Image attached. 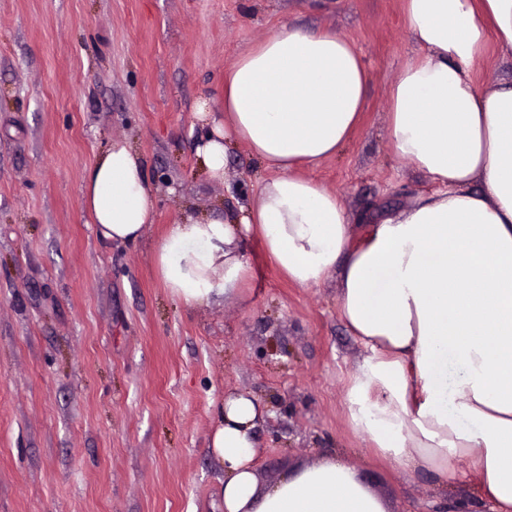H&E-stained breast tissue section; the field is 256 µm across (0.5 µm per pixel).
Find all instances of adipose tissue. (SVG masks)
Instances as JSON below:
<instances>
[{"mask_svg": "<svg viewBox=\"0 0 512 512\" xmlns=\"http://www.w3.org/2000/svg\"><path fill=\"white\" fill-rule=\"evenodd\" d=\"M419 47L391 80L394 153L437 189L382 213L353 244L335 193L298 175L333 156L363 112L369 73L356 45L329 29L281 25L224 73V109L200 96L196 150L223 179L225 141L247 145L272 176L239 220L186 212L153 250L157 274L187 309L242 290L259 239L301 288L337 282L341 319L366 352L347 382L349 423L375 453L440 488L466 458L491 512H512V82L478 85L489 40L512 56V0H403ZM81 206L115 244L153 220L143 157L115 139L85 170ZM266 407L246 392L217 408L209 454L224 512H386L330 457L261 484L256 431Z\"/></svg>", "mask_w": 512, "mask_h": 512, "instance_id": "adipose-tissue-1", "label": "adipose tissue"}]
</instances>
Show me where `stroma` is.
I'll return each mask as SVG.
<instances>
[{"mask_svg": "<svg viewBox=\"0 0 512 512\" xmlns=\"http://www.w3.org/2000/svg\"><path fill=\"white\" fill-rule=\"evenodd\" d=\"M403 0H0V512H224L207 446L225 394L250 391L261 483L327 457L353 467L388 512H490L474 479L379 457L348 419L362 360L336 283L300 288L252 240L248 286L185 310L152 248L185 210L234 216L270 172L226 145L223 181L195 148L194 104L284 23L352 40L370 72L360 126L303 174L336 193L353 242L378 211L436 186L395 155L386 91L417 55ZM145 157L155 214L136 244L104 240L82 175L114 139Z\"/></svg>", "mask_w": 512, "mask_h": 512, "instance_id": "35a3bbf8", "label": "stroma"}]
</instances>
